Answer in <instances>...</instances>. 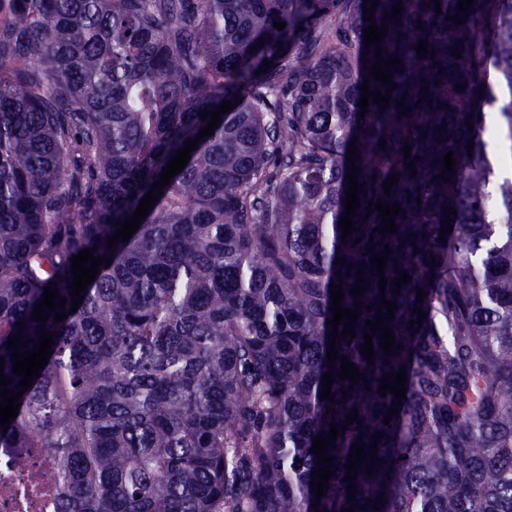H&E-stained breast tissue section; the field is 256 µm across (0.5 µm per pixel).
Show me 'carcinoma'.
<instances>
[{"label": "carcinoma", "mask_w": 512, "mask_h": 512, "mask_svg": "<svg viewBox=\"0 0 512 512\" xmlns=\"http://www.w3.org/2000/svg\"><path fill=\"white\" fill-rule=\"evenodd\" d=\"M458 2L402 0L395 23L397 0L370 22L362 0H0L7 389L20 391L8 339L22 335V353L41 330L55 341L0 448L55 454L58 512H512V170L489 157L493 142L512 149V0ZM373 23L382 58L403 65L383 68L397 87L360 120V86L386 95L370 75L378 46H364ZM225 101L237 107L108 247L209 124L200 113ZM353 142L363 191L344 239ZM378 201L400 204L396 232L378 234L366 210ZM94 247L112 263L74 312L73 257ZM387 247L396 344L373 336L370 363L366 321L388 312L362 263ZM400 271L411 280L396 294ZM332 283L361 316L329 361ZM47 286L66 303L42 328L31 315ZM344 356L368 383L339 377ZM402 368L406 398L386 426L396 404L381 379ZM333 423L347 430L327 448L336 474L317 505L311 447ZM380 432L352 501L351 445Z\"/></svg>", "instance_id": "obj_1"}]
</instances>
